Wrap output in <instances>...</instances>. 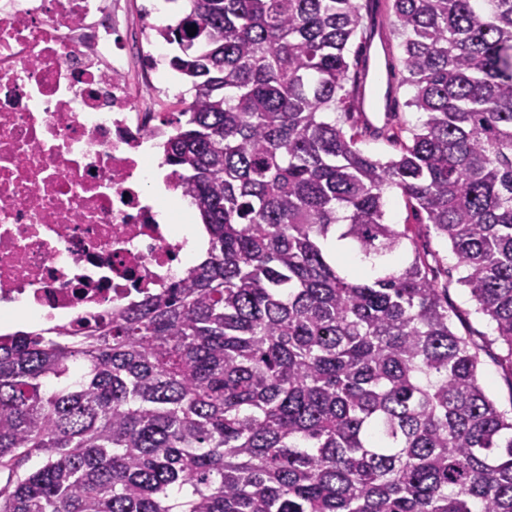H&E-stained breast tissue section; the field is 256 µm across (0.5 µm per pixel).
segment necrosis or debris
Instances as JSON below:
<instances>
[{"label":"necrosis or debris","mask_w":512,"mask_h":512,"mask_svg":"<svg viewBox=\"0 0 512 512\" xmlns=\"http://www.w3.org/2000/svg\"><path fill=\"white\" fill-rule=\"evenodd\" d=\"M123 0H0V306L69 324L167 287L195 258L179 209L148 192L185 99L157 35Z\"/></svg>","instance_id":"1"}]
</instances>
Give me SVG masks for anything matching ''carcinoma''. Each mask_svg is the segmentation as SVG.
<instances>
[{"mask_svg":"<svg viewBox=\"0 0 512 512\" xmlns=\"http://www.w3.org/2000/svg\"><path fill=\"white\" fill-rule=\"evenodd\" d=\"M183 2L165 163L207 250L106 318L0 334V512H512V415L385 209L447 242L512 373V0H391L422 120L377 131L385 161L352 120L359 0ZM361 141L358 146L367 155L373 158L386 159L396 153L395 147L392 143L378 138L373 135L369 130L362 133Z\"/></svg>","mask_w":512,"mask_h":512,"instance_id":"1","label":"carcinoma"}]
</instances>
